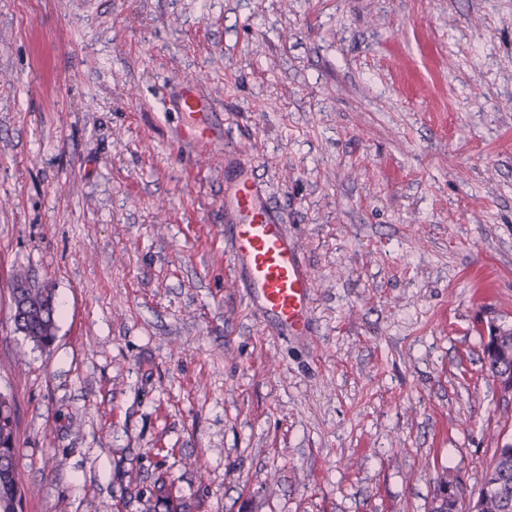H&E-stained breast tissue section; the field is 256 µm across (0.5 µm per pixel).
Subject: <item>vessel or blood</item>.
<instances>
[{
  "mask_svg": "<svg viewBox=\"0 0 512 512\" xmlns=\"http://www.w3.org/2000/svg\"><path fill=\"white\" fill-rule=\"evenodd\" d=\"M174 106L192 119L182 141L197 144L212 135L210 103L199 86L184 81ZM224 242L233 260L236 281L247 291L251 311L262 323L289 336L312 333L313 280L302 247L270 205L254 169L239 165L224 196Z\"/></svg>",
  "mask_w": 512,
  "mask_h": 512,
  "instance_id": "vessel-or-blood-1",
  "label": "vessel or blood"
}]
</instances>
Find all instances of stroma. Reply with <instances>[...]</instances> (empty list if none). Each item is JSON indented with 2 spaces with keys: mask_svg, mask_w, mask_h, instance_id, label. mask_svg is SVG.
I'll return each mask as SVG.
<instances>
[{
  "mask_svg": "<svg viewBox=\"0 0 512 512\" xmlns=\"http://www.w3.org/2000/svg\"><path fill=\"white\" fill-rule=\"evenodd\" d=\"M192 79L228 133L181 142ZM299 239L311 338L251 316L226 142ZM53 289L47 348L11 285ZM512 0H0V393L22 512H432L512 442Z\"/></svg>",
  "mask_w": 512,
  "mask_h": 512,
  "instance_id": "1",
  "label": "stroma"
}]
</instances>
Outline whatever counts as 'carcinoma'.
Returning <instances> with one entry per match:
<instances>
[{"mask_svg":"<svg viewBox=\"0 0 512 512\" xmlns=\"http://www.w3.org/2000/svg\"><path fill=\"white\" fill-rule=\"evenodd\" d=\"M17 303L23 304L21 323L15 329L26 332L25 339L39 348L56 339L55 297L49 288H22ZM488 371L496 376L512 369V360L491 354L485 357ZM18 453L17 416L11 397L0 400V512H13L15 500H23L16 470ZM435 512H512V443L496 450L494 460L477 492L476 501L466 500L463 488L448 482Z\"/></svg>","mask_w":512,"mask_h":512,"instance_id":"1","label":"carcinoma"}]
</instances>
